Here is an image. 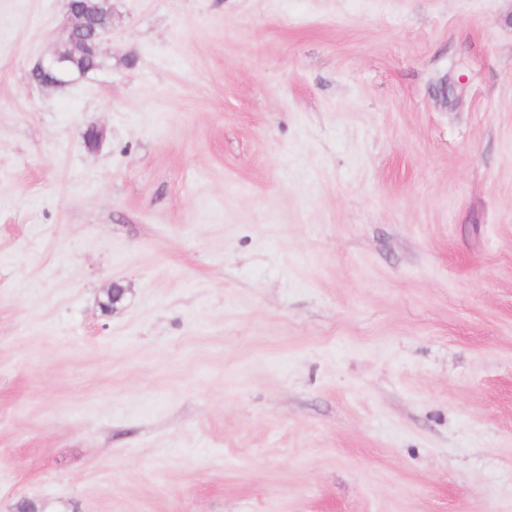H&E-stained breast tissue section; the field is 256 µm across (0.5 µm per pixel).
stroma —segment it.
<instances>
[{
  "label": "stroma",
  "mask_w": 512,
  "mask_h": 512,
  "mask_svg": "<svg viewBox=\"0 0 512 512\" xmlns=\"http://www.w3.org/2000/svg\"><path fill=\"white\" fill-rule=\"evenodd\" d=\"M110 5L0 0V512H512V0ZM73 3L74 1L69 0L70 24L63 31L61 45L66 47V51L71 54L89 52L100 57L103 36L108 32L112 23L111 12L105 8L104 12L109 15V21H101L97 18V11H100L97 6H94L93 12H90L74 10ZM65 60L64 53L60 52L59 56L57 55L48 65H39L34 71V78L38 80V82L46 85L61 83L60 75L63 68L62 64L65 63Z\"/></svg>",
  "instance_id": "stroma-1"
}]
</instances>
